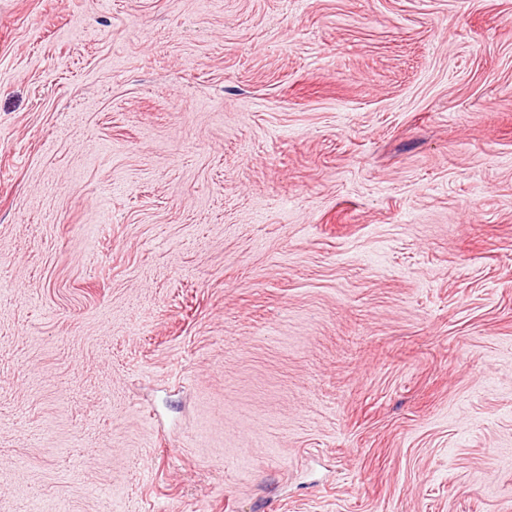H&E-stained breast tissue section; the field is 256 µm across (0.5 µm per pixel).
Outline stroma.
Returning <instances> with one entry per match:
<instances>
[{
    "instance_id": "stroma-1",
    "label": "stroma",
    "mask_w": 512,
    "mask_h": 512,
    "mask_svg": "<svg viewBox=\"0 0 512 512\" xmlns=\"http://www.w3.org/2000/svg\"><path fill=\"white\" fill-rule=\"evenodd\" d=\"M0 512H512V0H0Z\"/></svg>"
}]
</instances>
